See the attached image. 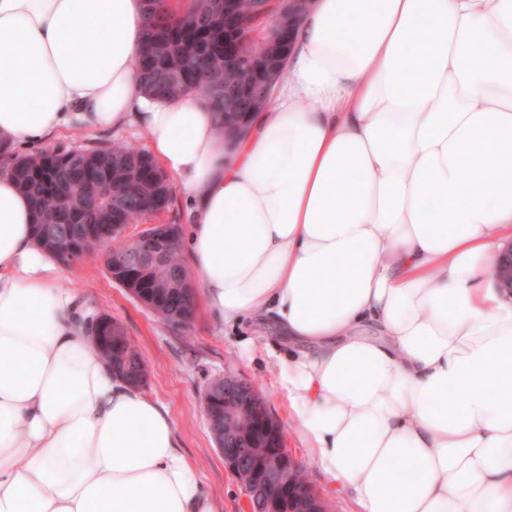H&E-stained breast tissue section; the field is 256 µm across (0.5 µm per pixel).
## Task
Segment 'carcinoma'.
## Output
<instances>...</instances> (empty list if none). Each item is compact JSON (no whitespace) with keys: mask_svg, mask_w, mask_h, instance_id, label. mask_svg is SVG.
Wrapping results in <instances>:
<instances>
[{"mask_svg":"<svg viewBox=\"0 0 512 512\" xmlns=\"http://www.w3.org/2000/svg\"><path fill=\"white\" fill-rule=\"evenodd\" d=\"M190 15L169 19L162 0H145L146 25L138 70L147 94L155 99L187 95L201 97L216 112L224 138L235 140L249 129L248 114L258 111L254 96L266 97L255 71L242 66L226 70L224 56L237 51L224 41V12L217 0H195ZM240 15L255 20L270 13L267 0H238ZM292 33L273 26L271 37L251 47L253 57L267 56L278 41ZM17 187L33 203L34 238L52 256L70 262L83 240L99 224H132L168 205L167 176L146 152L125 143L95 150L41 153L15 157L8 165ZM98 185L99 195L88 192ZM145 232L170 241L164 260L146 262L127 242L112 235L103 239L110 274L128 291L149 297V309L171 325H182L193 314V289L182 261V233L176 224H159ZM101 355L115 376L142 385L145 363L123 327L112 322V346ZM279 430L260 398L248 393V383L224 398V417L214 427L225 448H248L252 464L238 474L240 484L249 476L262 477L264 486L253 512H304L303 502L290 496L288 487H308L299 466L279 470L274 433Z\"/></svg>","mask_w":512,"mask_h":512,"instance_id":"cac0c4a2","label":"carcinoma"}]
</instances>
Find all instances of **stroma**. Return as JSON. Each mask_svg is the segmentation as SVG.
Here are the masks:
<instances>
[{
  "label": "stroma",
  "instance_id": "35a3bbf8",
  "mask_svg": "<svg viewBox=\"0 0 512 512\" xmlns=\"http://www.w3.org/2000/svg\"><path fill=\"white\" fill-rule=\"evenodd\" d=\"M114 142L140 148L147 145L145 133L131 127L89 135L64 132L49 139L43 148L62 152ZM59 284L73 292L81 305L124 327L147 368L143 392L165 405L174 417L180 448L196 464L219 512H248L244 490L225 469L205 413L207 388L228 374L248 382L262 398L282 429L285 448L305 471L325 512H356L347 493L331 488L290 421L274 364L275 355L287 352L288 339L270 319L251 316L227 322L200 298L187 324L170 326L113 280L105 254L98 250L62 265Z\"/></svg>",
  "mask_w": 512,
  "mask_h": 512
}]
</instances>
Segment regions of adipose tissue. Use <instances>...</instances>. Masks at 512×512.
Masks as SVG:
<instances>
[{"label": "adipose tissue", "instance_id": "1", "mask_svg": "<svg viewBox=\"0 0 512 512\" xmlns=\"http://www.w3.org/2000/svg\"><path fill=\"white\" fill-rule=\"evenodd\" d=\"M143 0H0V143L136 125L188 197L225 321L267 314L289 416L358 512H512V0H312L228 143L141 90ZM106 45L74 49L88 29ZM491 51L475 58L474 48ZM0 169V512H218L175 421L114 376Z\"/></svg>", "mask_w": 512, "mask_h": 512}]
</instances>
